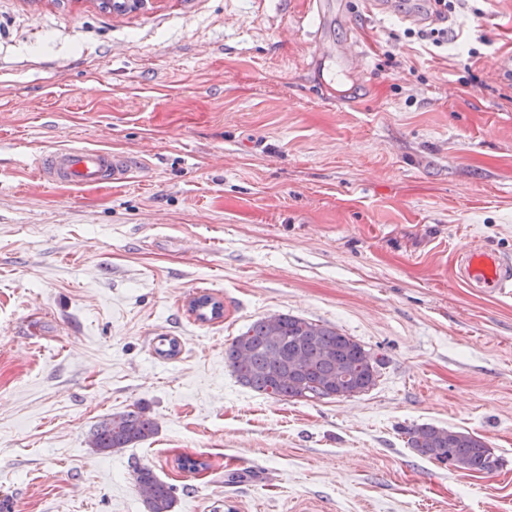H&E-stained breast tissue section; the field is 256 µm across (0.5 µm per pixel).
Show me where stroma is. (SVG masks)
<instances>
[{
    "label": "stroma",
    "instance_id": "stroma-1",
    "mask_svg": "<svg viewBox=\"0 0 512 512\" xmlns=\"http://www.w3.org/2000/svg\"><path fill=\"white\" fill-rule=\"evenodd\" d=\"M481 7L435 47L403 36L418 0H377L319 44L316 0H0L11 512H146L143 466L174 485L173 512H512V298L453 273L470 247L512 255V0ZM346 38L367 56L359 87L332 77ZM60 147L144 168L52 186L34 159ZM204 293L222 318L191 313ZM273 314L377 353L375 386H242L224 351ZM140 406L149 440L92 451L99 423ZM421 424L484 438L497 468L421 457L403 434Z\"/></svg>",
    "mask_w": 512,
    "mask_h": 512
}]
</instances>
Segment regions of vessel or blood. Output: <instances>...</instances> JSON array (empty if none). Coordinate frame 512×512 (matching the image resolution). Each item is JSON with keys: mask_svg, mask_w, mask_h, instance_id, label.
<instances>
[{"mask_svg": "<svg viewBox=\"0 0 512 512\" xmlns=\"http://www.w3.org/2000/svg\"><path fill=\"white\" fill-rule=\"evenodd\" d=\"M336 61L352 81H359L364 53L359 44L344 40L336 45ZM46 183L69 187H109L128 181L134 172L130 156L122 152L96 148H60L35 158ZM459 270L471 286L486 292L512 294V257L480 248L468 250Z\"/></svg>", "mask_w": 512, "mask_h": 512, "instance_id": "1", "label": "vessel or blood"}]
</instances>
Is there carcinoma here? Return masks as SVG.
Returning <instances> with one entry per match:
<instances>
[{
    "label": "carcinoma",
    "mask_w": 512,
    "mask_h": 512,
    "mask_svg": "<svg viewBox=\"0 0 512 512\" xmlns=\"http://www.w3.org/2000/svg\"><path fill=\"white\" fill-rule=\"evenodd\" d=\"M190 309L201 321L223 316V305L207 294ZM225 362L242 385L265 395L293 400L347 398L375 385L381 360L336 329L288 314L253 322L225 351ZM155 423L140 408L112 416L96 427L91 447L110 453L145 441ZM408 447L419 455L455 469L491 471L498 461L480 437L430 424L403 428ZM138 492L147 512H172V487L149 467L136 469Z\"/></svg>",
    "instance_id": "obj_1"
}]
</instances>
